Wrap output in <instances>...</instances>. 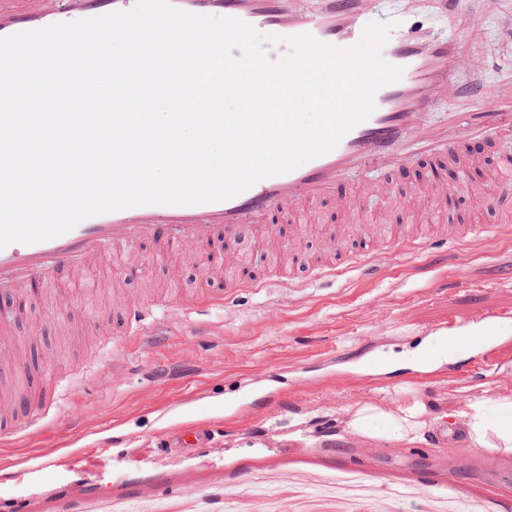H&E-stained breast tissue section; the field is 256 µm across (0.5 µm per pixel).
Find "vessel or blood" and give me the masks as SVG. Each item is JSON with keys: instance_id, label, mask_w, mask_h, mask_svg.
<instances>
[{"instance_id": "vessel-or-blood-1", "label": "vessel or blood", "mask_w": 512, "mask_h": 512, "mask_svg": "<svg viewBox=\"0 0 512 512\" xmlns=\"http://www.w3.org/2000/svg\"><path fill=\"white\" fill-rule=\"evenodd\" d=\"M136 0H81L74 11H62L52 0H0V37L33 30L54 23L72 22L128 11ZM186 12L232 17L271 34L264 50L277 60L291 51L289 40L311 34L319 41L339 47L354 46L367 25L366 13L358 0H321L306 12L289 11L287 0H172ZM454 49L446 44L424 45L409 22L395 23L381 55L388 63L402 67L398 82L381 88L375 95L376 108L370 117L350 130L328 153L313 158L292 171L267 177L241 194L218 202L191 206L154 205L109 212L86 219L60 236L33 244L14 242L0 249V284L25 287L42 271L63 264L82 266L90 260L121 251L136 240L167 228L171 240L203 242L221 234L239 239L267 224L272 212L295 213L314 205L329 194L341 177L378 156H392L403 162L402 138L413 113L426 111L430 88L448 79ZM512 123L502 111L500 93L484 97L470 120L461 122L454 137L438 141L437 153L455 164L464 163L461 149L471 129L498 128ZM501 314L476 317L475 330L449 323L438 342L422 352L430 360L468 344L490 346L497 342Z\"/></svg>"}]
</instances>
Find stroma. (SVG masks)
Masks as SVG:
<instances>
[{
	"label": "stroma",
	"mask_w": 512,
	"mask_h": 512,
	"mask_svg": "<svg viewBox=\"0 0 512 512\" xmlns=\"http://www.w3.org/2000/svg\"><path fill=\"white\" fill-rule=\"evenodd\" d=\"M370 21L402 17L462 53L448 83L416 113L419 135L478 107L512 80V0H366ZM470 162L418 149L406 164L376 161L336 186L319 220L275 216V243L305 233L288 262L259 236L235 241L244 269L202 273L164 238L139 240L138 278L98 261L34 279L32 305L0 288L14 337L0 354V512H512V456L460 442H371L346 432L356 402L410 386L447 411L466 398L512 396V322L494 346L445 362L420 355L448 321L512 313V131L466 138ZM451 199L412 223L406 202L426 181ZM495 221L499 237L451 240L458 226ZM425 244L385 252L387 237ZM380 248L376 269L358 259ZM152 305L156 335L133 307ZM385 358L378 376L365 361ZM305 422L309 440L292 438ZM204 431L201 456L162 451Z\"/></svg>",
	"instance_id": "35a3bbf8"
}]
</instances>
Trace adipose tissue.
I'll use <instances>...</instances> for the list:
<instances>
[{"instance_id":"1","label":"adipose tissue","mask_w":512,"mask_h":512,"mask_svg":"<svg viewBox=\"0 0 512 512\" xmlns=\"http://www.w3.org/2000/svg\"><path fill=\"white\" fill-rule=\"evenodd\" d=\"M460 417V430L470 445L512 454V397H498L491 402L483 397L467 399ZM445 418V413L436 411L422 395L405 388L392 398L357 402L346 420V429L369 441L389 439L415 444L423 441ZM376 421L386 423V431L373 429Z\"/></svg>"}]
</instances>
